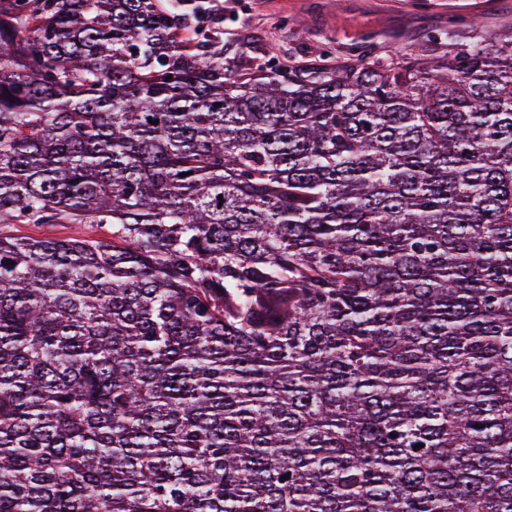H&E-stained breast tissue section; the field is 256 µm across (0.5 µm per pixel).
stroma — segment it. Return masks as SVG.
Segmentation results:
<instances>
[{"mask_svg": "<svg viewBox=\"0 0 512 512\" xmlns=\"http://www.w3.org/2000/svg\"><path fill=\"white\" fill-rule=\"evenodd\" d=\"M225 48L263 49L267 61L324 51L373 61L448 48V31L488 36L512 24V0H217L210 13Z\"/></svg>", "mask_w": 512, "mask_h": 512, "instance_id": "1", "label": "stroma"}]
</instances>
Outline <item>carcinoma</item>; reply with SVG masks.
I'll return each instance as SVG.
<instances>
[{"label": "carcinoma", "mask_w": 512, "mask_h": 512, "mask_svg": "<svg viewBox=\"0 0 512 512\" xmlns=\"http://www.w3.org/2000/svg\"><path fill=\"white\" fill-rule=\"evenodd\" d=\"M241 58L0 0V512H512V25ZM69 226V224H12L7 230L21 237H61L68 235Z\"/></svg>", "instance_id": "obj_1"}]
</instances>
